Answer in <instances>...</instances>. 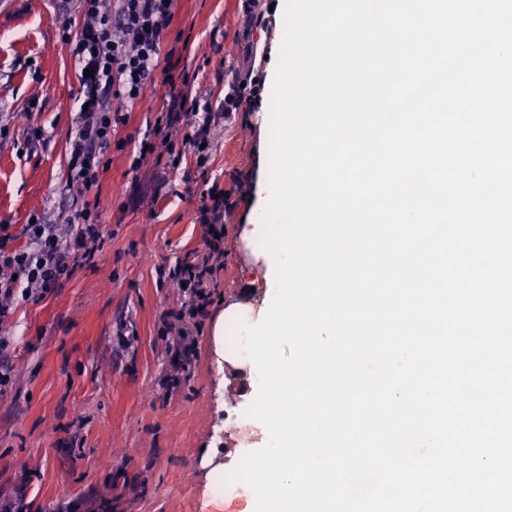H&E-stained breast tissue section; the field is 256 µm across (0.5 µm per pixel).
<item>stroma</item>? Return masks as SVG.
<instances>
[{"label": "stroma", "mask_w": 512, "mask_h": 512, "mask_svg": "<svg viewBox=\"0 0 512 512\" xmlns=\"http://www.w3.org/2000/svg\"><path fill=\"white\" fill-rule=\"evenodd\" d=\"M253 77L256 89L226 115L213 112L209 160L185 152L178 169L163 156L138 161L168 92L148 85L110 164L91 191L102 212L103 247L45 299L19 303L0 324L10 336L12 383L0 395V505L25 512H251L208 488L209 458L223 457L226 389L220 388L214 327L231 304L274 296L249 244L252 192L270 157V109L284 37L286 0H271ZM170 38L180 66L211 103L228 91L225 51L242 38V0H175ZM78 0H0V224L19 234L31 217L57 216L66 189L68 138L79 103V65L61 39ZM40 127L45 141L21 147ZM227 191L219 218L224 254L208 279L200 324L177 320L185 298L166 270L203 252L198 221L210 187Z\"/></svg>", "instance_id": "obj_1"}]
</instances>
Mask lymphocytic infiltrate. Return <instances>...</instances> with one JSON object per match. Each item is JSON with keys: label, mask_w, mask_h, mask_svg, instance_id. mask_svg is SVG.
<instances>
[{"label": "lymphocytic infiltrate", "mask_w": 512, "mask_h": 512, "mask_svg": "<svg viewBox=\"0 0 512 512\" xmlns=\"http://www.w3.org/2000/svg\"><path fill=\"white\" fill-rule=\"evenodd\" d=\"M84 21L63 25V40L87 77L80 80L78 102L69 134L68 184L91 191L106 170L105 153L117 139L126 117L113 110V99L137 104L153 81L161 49L174 18V0H82ZM201 95L170 94L157 121L164 129L181 128L182 143L195 149L199 165H206L204 149L210 135L209 119L200 118ZM101 212L87 202L75 204L61 221L33 216L24 225L23 243L10 247L8 225H0V323L21 301H40L69 281L82 265L94 260L100 247ZM206 254L197 263L176 267L172 277L183 283L190 304L189 319L202 316L208 296L204 279L211 273Z\"/></svg>", "instance_id": "f902f5d3"}]
</instances>
